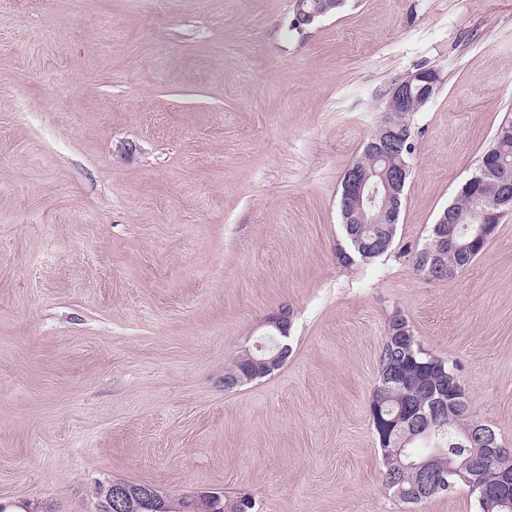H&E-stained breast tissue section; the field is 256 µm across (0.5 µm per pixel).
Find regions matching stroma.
Instances as JSON below:
<instances>
[{
    "label": "stroma",
    "mask_w": 512,
    "mask_h": 512,
    "mask_svg": "<svg viewBox=\"0 0 512 512\" xmlns=\"http://www.w3.org/2000/svg\"><path fill=\"white\" fill-rule=\"evenodd\" d=\"M0 0V502L95 484L250 494L257 512L406 504L370 419L391 319L512 448V212L450 281L414 253L512 116V0ZM390 249L345 266L344 171L417 69ZM291 313L287 361L224 368ZM295 6V18L294 24L297 28L303 29L304 26L313 24L317 18L324 15L329 7L332 5L331 2L323 3L319 0H296ZM308 2L312 3V7L307 9ZM437 81L438 77L433 71L418 70L407 79L395 85L391 91L388 106H398L399 111L406 112L409 110L410 102L414 101L413 97L420 94L424 89V96H431ZM419 82H424L425 84L420 87L418 85ZM284 354H286V350H285V347H282V348H280V350L277 354H275L274 356H272L269 359H256L252 356L250 349H246V357H248L252 361H255V363H257V364L264 365L266 368H271V367L275 366L277 364V362L279 361V359L281 358V356ZM287 355H288V352H287L286 356L284 357V360L275 368H273L269 371H260V376L257 378L267 376V375L271 374L273 371L279 369L285 362L286 357H288ZM251 360H247L242 355H240L232 363H230V365L228 367L225 368V370H224V377H225L224 387H225V389H231V388L236 387L239 383H241V380H242L241 378L228 379L226 377H233V376L240 374L246 370L260 368L259 365H254Z\"/></svg>",
    "instance_id": "1"
}]
</instances>
